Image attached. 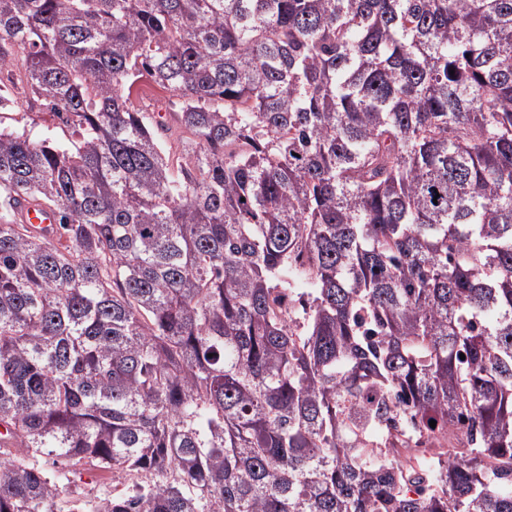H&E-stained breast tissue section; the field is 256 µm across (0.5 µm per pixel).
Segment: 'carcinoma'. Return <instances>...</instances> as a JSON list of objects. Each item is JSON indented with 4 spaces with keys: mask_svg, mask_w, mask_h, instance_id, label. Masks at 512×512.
<instances>
[{
    "mask_svg": "<svg viewBox=\"0 0 512 512\" xmlns=\"http://www.w3.org/2000/svg\"><path fill=\"white\" fill-rule=\"evenodd\" d=\"M20 88L0 512H512V0H0ZM133 99L136 105L147 111H157L162 108V112H173L170 102L176 99L172 94L155 84H153L147 77H143L138 84V94H133ZM388 440L386 445L390 448H399L401 452L403 450H413L420 455V457H429L432 454L430 453L428 448H438L437 444L431 442H424V438H414V437H404L399 434L389 433ZM423 441V443H421ZM403 445L405 446H402ZM82 479H79L80 475H77L75 479V485H65L60 494V498L58 500V508H60L62 512H68L70 510H74L78 507V495L76 492H80L82 489H88L90 487H95L97 490H102L105 493L112 491H119L123 489L122 480L117 477L112 482V473L111 472H103L99 470H84L81 471ZM118 485L117 487H114Z\"/></svg>",
    "mask_w": 512,
    "mask_h": 512,
    "instance_id": "1",
    "label": "carcinoma"
}]
</instances>
